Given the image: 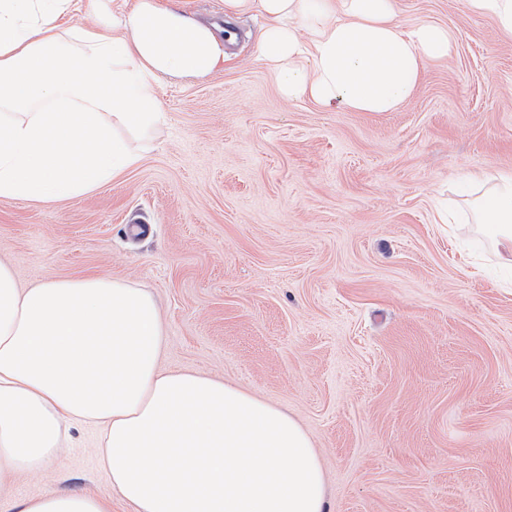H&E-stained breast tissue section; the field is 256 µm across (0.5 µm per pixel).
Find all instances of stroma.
Returning a JSON list of instances; mask_svg holds the SVG:
<instances>
[{
  "mask_svg": "<svg viewBox=\"0 0 512 512\" xmlns=\"http://www.w3.org/2000/svg\"><path fill=\"white\" fill-rule=\"evenodd\" d=\"M452 31L394 112L291 101L235 22L224 63L162 78L168 114L119 184L0 203L21 287L92 274L156 296L164 367L274 402L313 440L328 512H512V285L466 213L465 175L512 170V37L464 0H397ZM94 428L0 503L112 489Z\"/></svg>",
  "mask_w": 512,
  "mask_h": 512,
  "instance_id": "stroma-1",
  "label": "stroma"
}]
</instances>
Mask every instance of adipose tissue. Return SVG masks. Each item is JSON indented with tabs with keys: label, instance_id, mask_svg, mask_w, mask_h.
Returning <instances> with one entry per match:
<instances>
[{
	"label": "adipose tissue",
	"instance_id": "adipose-tissue-1",
	"mask_svg": "<svg viewBox=\"0 0 512 512\" xmlns=\"http://www.w3.org/2000/svg\"><path fill=\"white\" fill-rule=\"evenodd\" d=\"M70 0H0V203L84 196L139 166L167 120L160 76L224 61L213 26L177 0L104 8L66 27ZM265 20L260 56L292 100L394 112L454 37L405 26L395 0H224ZM472 214L512 269V171L475 170ZM165 327L148 289L89 275L18 284L0 261V478L42 470L72 425L98 428L112 498L57 491L9 512H325L313 441L280 406L208 375L163 368Z\"/></svg>",
	"mask_w": 512,
	"mask_h": 512
}]
</instances>
